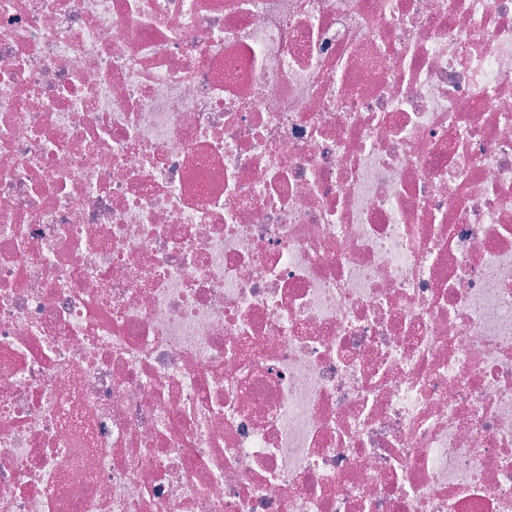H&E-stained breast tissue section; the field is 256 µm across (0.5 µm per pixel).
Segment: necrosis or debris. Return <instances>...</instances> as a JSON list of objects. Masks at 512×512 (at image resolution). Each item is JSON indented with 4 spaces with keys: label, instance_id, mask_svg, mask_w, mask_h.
<instances>
[{
    "label": "necrosis or debris",
    "instance_id": "4bbe7bcc",
    "mask_svg": "<svg viewBox=\"0 0 512 512\" xmlns=\"http://www.w3.org/2000/svg\"><path fill=\"white\" fill-rule=\"evenodd\" d=\"M0 512H512V0H0Z\"/></svg>",
    "mask_w": 512,
    "mask_h": 512
}]
</instances>
